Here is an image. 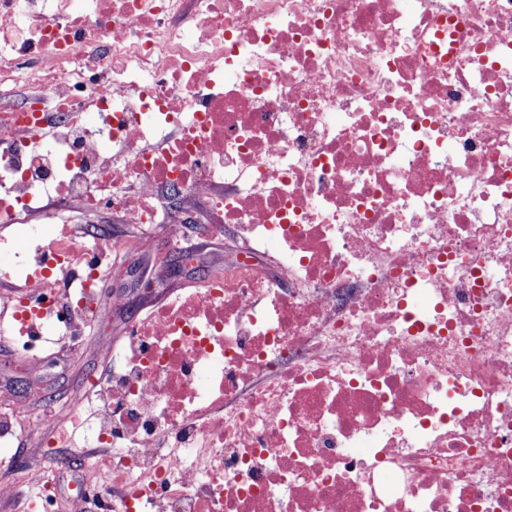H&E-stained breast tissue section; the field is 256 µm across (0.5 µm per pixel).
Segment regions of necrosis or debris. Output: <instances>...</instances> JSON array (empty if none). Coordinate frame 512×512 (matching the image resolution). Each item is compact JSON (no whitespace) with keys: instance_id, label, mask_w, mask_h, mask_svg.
Segmentation results:
<instances>
[{"instance_id":"1","label":"necrosis or debris","mask_w":512,"mask_h":512,"mask_svg":"<svg viewBox=\"0 0 512 512\" xmlns=\"http://www.w3.org/2000/svg\"><path fill=\"white\" fill-rule=\"evenodd\" d=\"M104 211L240 248L72 404L113 512H512V0H0L16 335Z\"/></svg>"}]
</instances>
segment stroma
<instances>
[{
	"instance_id": "obj_1",
	"label": "stroma",
	"mask_w": 512,
	"mask_h": 512,
	"mask_svg": "<svg viewBox=\"0 0 512 512\" xmlns=\"http://www.w3.org/2000/svg\"><path fill=\"white\" fill-rule=\"evenodd\" d=\"M97 223L110 229L117 243L112 250L113 266L136 267L138 274L156 283L157 289L147 300L133 298L125 305L116 306L112 298L124 292L128 280L124 277L105 280L98 290V322L89 324L81 336L48 347L39 346L30 355L21 350L14 338L0 337V403L20 409L29 418L41 417L49 407L57 412L55 422L43 425L40 435L29 434L24 427L18 429L13 453L26 467L41 462L42 441L69 429L68 411L75 388L86 385L88 379L105 376L116 365L114 351L122 346L127 322L191 283L190 277L155 263L154 254L169 251L168 240L160 231L147 232L136 224L113 223L108 213L100 215ZM182 246L194 252L205 270L212 273L236 259L231 234L204 237L192 224L184 227ZM103 341L111 342L113 353L100 351L99 344ZM94 454V449L81 441L62 449L65 464L54 474V494L62 504L61 512H79L83 507L88 512H98L96 507H85V497L77 491L87 462Z\"/></svg>"
}]
</instances>
